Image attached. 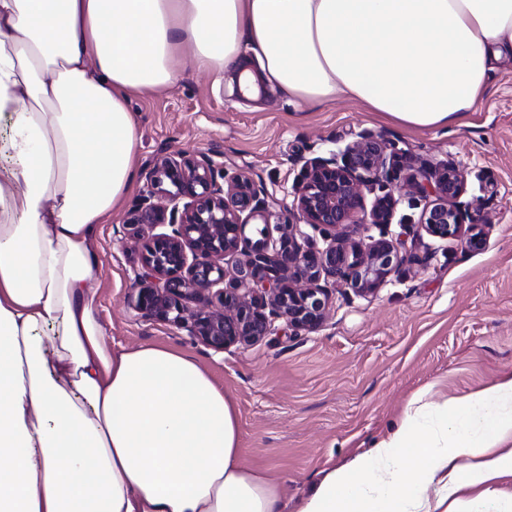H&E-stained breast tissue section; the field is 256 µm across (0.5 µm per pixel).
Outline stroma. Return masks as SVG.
<instances>
[{
    "label": "stroma",
    "mask_w": 512,
    "mask_h": 512,
    "mask_svg": "<svg viewBox=\"0 0 512 512\" xmlns=\"http://www.w3.org/2000/svg\"><path fill=\"white\" fill-rule=\"evenodd\" d=\"M173 90L130 102L139 133L136 188L162 152L207 153L216 165L262 184L270 223L284 220L305 161L372 132L398 142L403 174L455 165L467 184L483 249L442 240L419 225L420 207L397 182V214L410 227L408 260L365 297L340 288L322 327L213 352L187 330L143 317L132 306L137 245L125 230L135 195L97 233L101 282L98 319L114 350L154 344L196 357L235 402L243 464L278 487L295 512L328 472L349 464L385 438L418 393L457 400L512 376V72L492 78L480 111L448 131L413 129L354 101L310 108L280 94L262 101L233 97L192 59ZM450 512H512V475L466 487L448 499Z\"/></svg>",
    "instance_id": "35a3bbf8"
}]
</instances>
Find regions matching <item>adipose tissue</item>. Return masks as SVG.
Masks as SVG:
<instances>
[{
	"instance_id": "adipose-tissue-1",
	"label": "adipose tissue",
	"mask_w": 512,
	"mask_h": 512,
	"mask_svg": "<svg viewBox=\"0 0 512 512\" xmlns=\"http://www.w3.org/2000/svg\"><path fill=\"white\" fill-rule=\"evenodd\" d=\"M246 51L291 103L445 129L512 67V0H0V512H282L200 361L110 349L96 316L97 229L137 174L131 98L177 87L186 55L223 82ZM508 473L510 376L409 406L297 512H440L430 487Z\"/></svg>"
}]
</instances>
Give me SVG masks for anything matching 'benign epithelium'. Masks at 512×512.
<instances>
[{
  "label": "benign epithelium",
  "instance_id": "benign-epithelium-1",
  "mask_svg": "<svg viewBox=\"0 0 512 512\" xmlns=\"http://www.w3.org/2000/svg\"><path fill=\"white\" fill-rule=\"evenodd\" d=\"M401 155L396 143L362 133L330 157L311 160L293 185L288 216L275 225L268 223L263 190L248 177L216 167L202 152L158 156L125 222L141 244L138 278L146 283L135 309L187 329L216 353L277 334L280 320L296 334L320 327L331 285L372 294L405 260V240L387 231L399 204L393 185L401 178ZM166 182L175 191L163 189ZM406 182L422 198L436 196L420 216L428 235L484 247L485 233L460 202L466 183L455 167L421 168ZM364 186L380 192L369 209ZM161 194L165 201H154ZM258 220L254 240L246 228ZM298 222L322 243L298 241ZM352 224H373L380 237L352 240L344 232ZM161 225L170 231L155 232ZM227 256L235 258L229 270Z\"/></svg>",
  "mask_w": 512,
  "mask_h": 512
}]
</instances>
